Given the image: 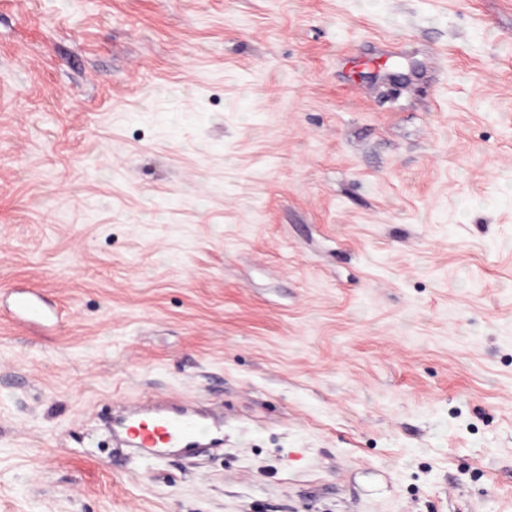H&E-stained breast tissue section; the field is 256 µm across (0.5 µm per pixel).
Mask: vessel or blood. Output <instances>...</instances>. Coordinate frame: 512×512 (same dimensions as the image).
I'll return each mask as SVG.
<instances>
[{
    "instance_id": "1",
    "label": "vessel or blood",
    "mask_w": 512,
    "mask_h": 512,
    "mask_svg": "<svg viewBox=\"0 0 512 512\" xmlns=\"http://www.w3.org/2000/svg\"><path fill=\"white\" fill-rule=\"evenodd\" d=\"M14 309L32 323L48 316L45 303L32 291L19 293ZM117 423L130 446L145 450L218 445L224 435L223 427L202 407L173 409L163 401L126 411Z\"/></svg>"
}]
</instances>
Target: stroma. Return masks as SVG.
I'll list each match as a JSON object with an SVG mask.
<instances>
[{
	"instance_id": "obj_1",
	"label": "stroma",
	"mask_w": 512,
	"mask_h": 512,
	"mask_svg": "<svg viewBox=\"0 0 512 512\" xmlns=\"http://www.w3.org/2000/svg\"><path fill=\"white\" fill-rule=\"evenodd\" d=\"M0 512H512V0H0ZM14 310L32 323H41L48 316L45 303L32 291L21 292L15 297ZM129 446L145 450L219 445L224 428L202 407L171 409L158 401L125 411L117 419Z\"/></svg>"
}]
</instances>
